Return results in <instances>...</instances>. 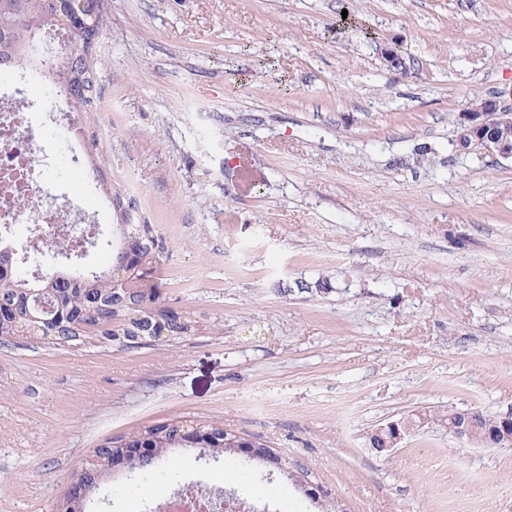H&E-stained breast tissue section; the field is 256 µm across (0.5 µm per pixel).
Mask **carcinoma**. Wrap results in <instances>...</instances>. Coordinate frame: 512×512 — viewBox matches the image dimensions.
<instances>
[{"mask_svg":"<svg viewBox=\"0 0 512 512\" xmlns=\"http://www.w3.org/2000/svg\"><path fill=\"white\" fill-rule=\"evenodd\" d=\"M46 2L35 0H0V68L25 56L29 38L36 29H55L71 36V46L81 55L90 32H102L107 19L102 9L87 26L59 13L49 16ZM61 83L74 91L84 85V92L73 102L88 111L96 98L95 68L92 56L79 62V68L57 74ZM112 208L120 224L116 225L111 244V265H121L127 280L117 282L111 273L84 272L77 268H50L43 279L24 275L16 261L7 260L0 241V339L15 336H40L53 343H73L85 336H98L125 347L151 342L157 336L169 340L194 335L197 321L164 305L161 284L154 276L166 253L165 242L155 227L139 222L132 205L114 194ZM189 436L177 420L162 421L135 434L149 444L152 452L129 458L128 438L107 440L94 450L92 460L79 473L82 493L66 495L59 512H86L91 493L99 483L120 467L138 484L155 476L156 460L170 448H207L214 455H234L237 435L217 423H198Z\"/></svg>","mask_w":512,"mask_h":512,"instance_id":"carcinoma-1","label":"carcinoma"}]
</instances>
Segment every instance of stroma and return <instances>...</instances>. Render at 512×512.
I'll list each match as a JSON object with an SVG mask.
<instances>
[{
    "mask_svg": "<svg viewBox=\"0 0 512 512\" xmlns=\"http://www.w3.org/2000/svg\"><path fill=\"white\" fill-rule=\"evenodd\" d=\"M97 111L74 117L104 183L59 196L167 242L156 275L197 335L125 348L0 340V512H56L97 446L217 422L278 464L196 448L89 512L178 487L258 488L263 512H512V450L440 427L388 455L377 425L512 412V160L458 151L462 112L512 89V0H107ZM397 43L407 70H388ZM178 481H171V474ZM320 486L312 502L302 483Z\"/></svg>",
    "mask_w": 512,
    "mask_h": 512,
    "instance_id": "obj_1",
    "label": "stroma"
}]
</instances>
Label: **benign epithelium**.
<instances>
[{"label": "benign epithelium", "instance_id": "obj_1", "mask_svg": "<svg viewBox=\"0 0 512 512\" xmlns=\"http://www.w3.org/2000/svg\"><path fill=\"white\" fill-rule=\"evenodd\" d=\"M101 7L102 0H53V9L67 14L92 16ZM381 57L390 70L407 69L405 58L396 43L385 45ZM506 96L512 99V89L506 94L502 92L478 100L461 115L456 138L459 151H477L512 159V103L505 104ZM427 424L425 418L416 426L405 419L390 421L371 432L370 448L379 454L390 453L414 429ZM442 427L448 436L461 445L512 449V412L489 420L478 409L450 411ZM238 445V453L249 460H269L268 449L258 447L254 440L243 439L238 441Z\"/></svg>", "mask_w": 512, "mask_h": 512}]
</instances>
